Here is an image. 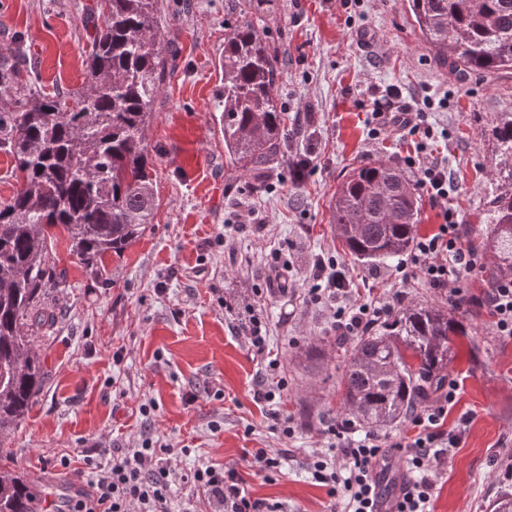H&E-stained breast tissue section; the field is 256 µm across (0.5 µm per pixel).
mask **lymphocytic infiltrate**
I'll return each mask as SVG.
<instances>
[{
	"instance_id": "obj_1",
	"label": "lymphocytic infiltrate",
	"mask_w": 512,
	"mask_h": 512,
	"mask_svg": "<svg viewBox=\"0 0 512 512\" xmlns=\"http://www.w3.org/2000/svg\"><path fill=\"white\" fill-rule=\"evenodd\" d=\"M419 185L440 207L443 222L437 232L416 240L397 265L395 280L405 287L418 279L428 287L446 291L451 305L486 308L498 336L511 339L512 278L498 280L483 297L473 296L466 278L480 271L483 261L464 242L457 215L448 205L452 190L448 174L440 165L430 164L421 169ZM312 279L313 286L304 295L306 303L328 309L334 328L342 335H351L393 312L387 302L351 300L347 276L335 258H318ZM244 334L254 357L268 363L253 387V398L271 405L272 430L292 437V419L274 409L288 380L279 372V361L269 356L270 326L255 317L245 326ZM456 392V382L443 383L434 401L412 416L415 434L411 437L369 433L355 438L350 425L341 421L324 428L325 436L340 438L342 444L309 455L307 470L325 488L330 512H429L433 493L430 473L459 444L457 435L442 428ZM167 451V445L147 437L137 448H104L98 456H85L88 489L69 500L68 512H171L172 486L179 477L166 458ZM396 453L405 458L411 477L386 508L381 501L380 470ZM179 479L212 498L217 512H288L287 503L252 497L232 468L201 465Z\"/></svg>"
}]
</instances>
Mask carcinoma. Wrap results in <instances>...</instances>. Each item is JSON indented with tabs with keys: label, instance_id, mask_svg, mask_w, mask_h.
Masks as SVG:
<instances>
[{
	"label": "carcinoma",
	"instance_id": "obj_1",
	"mask_svg": "<svg viewBox=\"0 0 512 512\" xmlns=\"http://www.w3.org/2000/svg\"><path fill=\"white\" fill-rule=\"evenodd\" d=\"M103 21L90 41L85 86L46 92L35 82L21 42L0 49V151L19 185L0 203V437L33 406L46 367L35 330L52 322L44 298L61 275L50 251L53 229L89 275H102L154 223L160 201L149 174L146 132L176 52L160 38L159 0H102ZM433 59L458 72L512 69V0H407ZM224 158L265 190L264 175L288 157L292 137L275 86L279 58L264 30L241 15L224 30ZM496 186L482 248L493 254L487 279L512 278V113L492 129ZM417 184L383 161L348 173L331 203V223L350 253L374 265L414 243ZM457 314L411 304L334 345L344 348L339 385L355 426L383 427L410 417L448 365V336L463 332ZM42 496L0 468V512H41Z\"/></svg>",
	"mask_w": 512,
	"mask_h": 512
}]
</instances>
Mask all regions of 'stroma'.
<instances>
[{"mask_svg":"<svg viewBox=\"0 0 512 512\" xmlns=\"http://www.w3.org/2000/svg\"><path fill=\"white\" fill-rule=\"evenodd\" d=\"M97 3L0 0V48L21 39L47 89L81 88L89 40L102 22ZM244 7L245 0L160 2L163 37L178 47L147 131L160 207L139 240L104 257L103 280L87 275L66 238L55 243L52 257L66 276L47 299L53 325L36 333L49 375L26 418L0 439L10 452L6 467L24 480L37 474L46 486L67 484L84 455L136 448L149 435L170 445L180 473L233 466L245 472L252 496L325 512L329 498L305 463L327 444L321 421L342 411L341 354L328 342L330 312L299 294L323 255L348 272L356 300L395 291L391 265H364L343 248L329 212L337 185L376 160L414 180L420 165L443 163L464 239H481L495 152L489 130L499 113L512 112V69L462 73L437 64L405 0H264L250 18L282 59L276 93L295 134L258 195L226 163L220 121L224 26ZM393 87L415 109L434 100L426 150L406 129L371 136L374 103ZM302 160L309 167L298 182L292 170ZM247 208L263 226L225 238V225ZM283 276L294 295L279 292ZM257 312L273 331L272 357L288 373L278 408L294 421L289 439L270 429L269 406L253 399L265 365L242 330ZM459 316L465 331L450 337L445 371L459 390L442 428L460 443L436 470L430 512H488L497 495L512 492V340L497 335L486 310L464 306ZM149 401L155 409L146 416L140 407ZM251 448L281 454L282 475L248 474ZM64 456L70 466L62 474L56 465Z\"/></svg>","mask_w":512,"mask_h":512,"instance_id":"stroma-1","label":"stroma"}]
</instances>
